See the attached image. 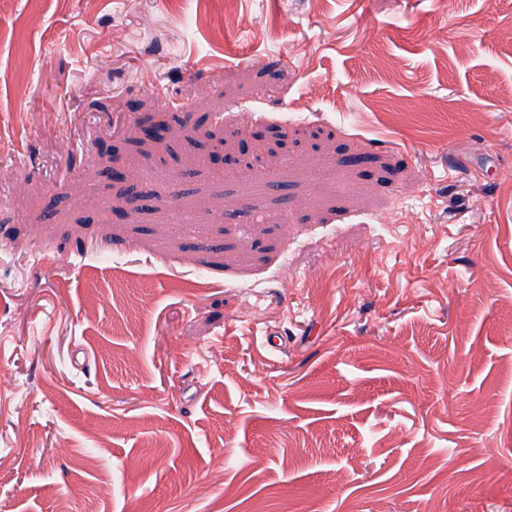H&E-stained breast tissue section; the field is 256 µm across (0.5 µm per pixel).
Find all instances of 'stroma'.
<instances>
[{"instance_id": "obj_1", "label": "stroma", "mask_w": 512, "mask_h": 512, "mask_svg": "<svg viewBox=\"0 0 512 512\" xmlns=\"http://www.w3.org/2000/svg\"><path fill=\"white\" fill-rule=\"evenodd\" d=\"M1 373L0 512H512V0H5Z\"/></svg>"}]
</instances>
